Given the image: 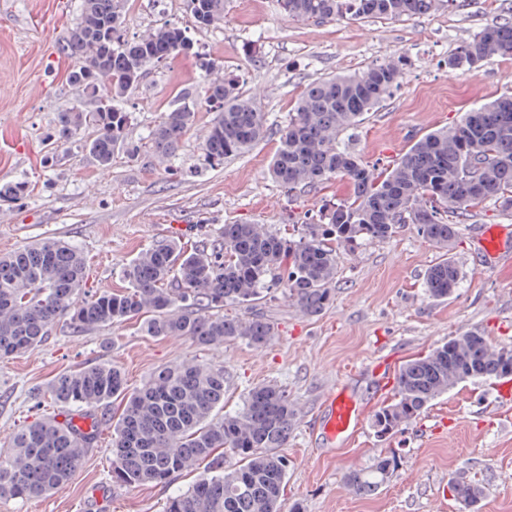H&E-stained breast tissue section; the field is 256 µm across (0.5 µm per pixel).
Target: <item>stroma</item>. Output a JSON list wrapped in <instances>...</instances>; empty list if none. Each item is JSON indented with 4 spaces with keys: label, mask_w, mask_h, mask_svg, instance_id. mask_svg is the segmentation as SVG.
I'll return each mask as SVG.
<instances>
[{
    "label": "stroma",
    "mask_w": 512,
    "mask_h": 512,
    "mask_svg": "<svg viewBox=\"0 0 512 512\" xmlns=\"http://www.w3.org/2000/svg\"><path fill=\"white\" fill-rule=\"evenodd\" d=\"M79 0H0V183L25 180L26 197L0 209V254L47 239L77 245L86 258L85 292L124 287L123 270L162 239L192 248L216 238L226 224H263L291 237L294 220L347 198L352 186L335 179L312 190L287 191L268 175L280 132L303 88L333 74L365 69L392 55L407 63L401 86L343 138L367 164L385 167L430 131L456 123L488 98L512 95V55L470 72L449 56L483 27L512 17V0H452L449 8L396 19L303 22L281 12L277 0H227L222 24L198 29L185 0H130L128 34L169 20L186 29L197 50L153 68L126 103L136 157L116 152L110 170L86 149L93 128L54 146L59 112L80 93L64 79L58 47ZM214 67L203 71L199 57ZM243 78V90L264 114L266 135L224 164L206 165L200 144L213 118L197 108L194 127L178 152L159 162L148 140L171 101L197 92L205 79ZM506 233L507 261L479 270L483 226ZM452 257L461 281L445 300L431 298L426 270L442 255L413 225L384 242L362 240L340 253L333 305L303 315L270 289L258 306L230 304L229 316L261 312L275 334L262 347L237 339L200 347L183 337L144 335L138 321L74 332L59 322L26 354L0 360V452L24 424L61 413L48 392L59 375L92 363L121 369L128 391L156 370L195 361L224 369V408L239 410L261 383L287 388L298 409L283 453L290 461L282 512H463L447 489L450 477L482 479L480 512H512V397L499 386L461 383L434 401L416 422L378 441L370 414L391 398L400 366L474 328L512 346V214L491 201L461 221ZM345 386L365 407L347 445L327 447L312 427L327 393ZM117 403L99 407L100 435L67 485L27 500L0 498V512H163L167 498L191 479L171 485L119 486L112 481V418ZM401 464L370 494H357L345 474L368 466L380 447Z\"/></svg>",
    "instance_id": "35a3bbf8"
}]
</instances>
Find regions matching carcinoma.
I'll return each instance as SVG.
<instances>
[{
	"mask_svg": "<svg viewBox=\"0 0 512 512\" xmlns=\"http://www.w3.org/2000/svg\"><path fill=\"white\" fill-rule=\"evenodd\" d=\"M130 0H80L60 53L76 69L90 70L102 95L58 115L55 143L69 142L87 126L96 130L88 148L103 170L127 146L132 115L125 102L146 71L180 55H195L186 30L164 21L129 36ZM225 0H185L200 29L224 20ZM286 15L301 21L384 18L425 14L453 0H277ZM512 53V22L482 28L459 46L448 65L476 70L481 62ZM406 62L389 57L360 74L324 77L310 83L280 135L269 166L282 187L315 189L338 177L352 195L327 203L301 220L298 238H286L263 224H226L210 245L187 249L175 239L140 252L124 269L128 287L83 296L85 258L61 239H46L0 256V359L35 348L60 321L75 332L127 320L141 321L147 336H184L201 347L244 339L262 347L274 336L262 315L244 319L224 314L229 303L255 305L270 288L282 287L304 314L316 316L334 302L341 248L360 240L386 241L403 224L443 250L425 273L429 295L444 299L461 274L450 256L457 221L493 201L512 212V97L485 102L446 128L425 134L390 167L364 164L339 141L390 96L405 75ZM214 112L202 144L204 161L218 166L248 152L265 133L264 115L241 91L238 77L210 81L204 100L177 96L149 133L155 153L176 154L196 123L198 103ZM27 182L0 186V205L25 197ZM512 379V347L471 330L412 358L399 369L393 399L372 416L376 437L385 441L415 421L432 402L466 381ZM49 393L70 418L90 420L81 430L53 418L25 425L10 451L0 453V497L29 499L66 484L81 466L100 420L96 408L121 399L112 434V481L134 486L167 484L195 474L190 487L169 497L163 512H281L287 484L288 444L297 415L288 390L274 383L252 387L243 407L224 409V367L183 362L160 369L136 392L126 394L122 372L109 364L63 373ZM398 467L396 452L382 448L373 462L352 469L345 484L373 492ZM448 489L468 512H479L484 486L478 478H453Z\"/></svg>",
	"mask_w": 512,
	"mask_h": 512,
	"instance_id": "carcinoma-1",
	"label": "carcinoma"
}]
</instances>
